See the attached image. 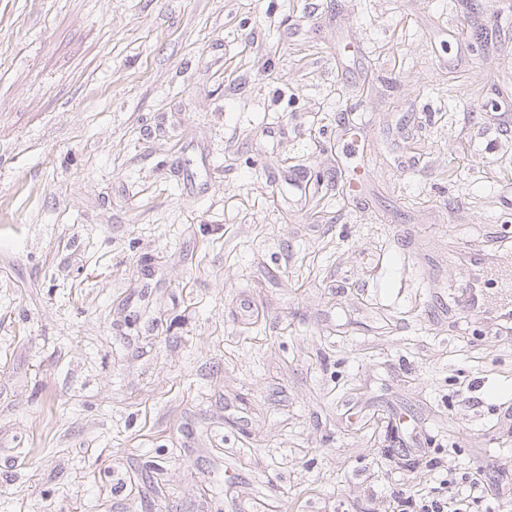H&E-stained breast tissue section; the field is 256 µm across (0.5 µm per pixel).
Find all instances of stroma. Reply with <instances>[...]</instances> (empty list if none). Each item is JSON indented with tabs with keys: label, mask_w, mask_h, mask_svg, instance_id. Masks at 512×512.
<instances>
[{
	"label": "stroma",
	"mask_w": 512,
	"mask_h": 512,
	"mask_svg": "<svg viewBox=\"0 0 512 512\" xmlns=\"http://www.w3.org/2000/svg\"><path fill=\"white\" fill-rule=\"evenodd\" d=\"M512 0H0V512H512ZM469 480V493L463 494L459 489L455 492L448 491L449 496L434 492L432 495L418 494L409 495L400 499L399 512H472L474 504H477L480 497L474 496V493L483 485L481 473L476 470L471 473Z\"/></svg>",
	"instance_id": "stroma-1"
}]
</instances>
